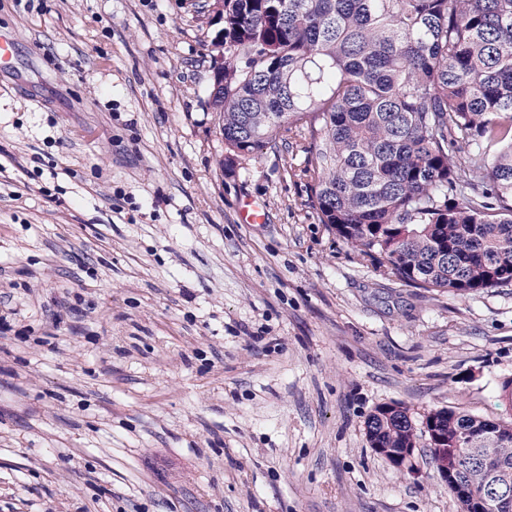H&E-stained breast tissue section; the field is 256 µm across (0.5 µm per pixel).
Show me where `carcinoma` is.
I'll use <instances>...</instances> for the list:
<instances>
[{"label": "carcinoma", "instance_id": "carcinoma-1", "mask_svg": "<svg viewBox=\"0 0 512 512\" xmlns=\"http://www.w3.org/2000/svg\"><path fill=\"white\" fill-rule=\"evenodd\" d=\"M224 165L288 140L320 223L397 280L457 298L512 283V0H224ZM373 448L428 437L474 512L512 481V416L399 403Z\"/></svg>", "mask_w": 512, "mask_h": 512}]
</instances>
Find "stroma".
Segmentation results:
<instances>
[{
    "label": "stroma",
    "instance_id": "1",
    "mask_svg": "<svg viewBox=\"0 0 512 512\" xmlns=\"http://www.w3.org/2000/svg\"><path fill=\"white\" fill-rule=\"evenodd\" d=\"M208 6L0 0V512H458L366 421L505 417L512 285L384 274L294 144L223 168Z\"/></svg>",
    "mask_w": 512,
    "mask_h": 512
}]
</instances>
